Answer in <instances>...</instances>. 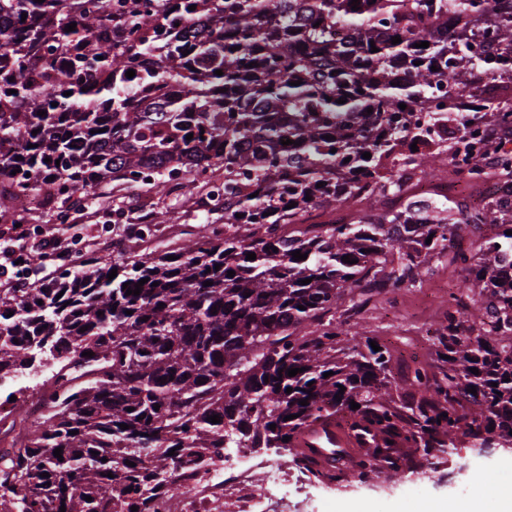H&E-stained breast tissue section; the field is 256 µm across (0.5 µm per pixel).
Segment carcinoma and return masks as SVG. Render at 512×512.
<instances>
[{"mask_svg": "<svg viewBox=\"0 0 512 512\" xmlns=\"http://www.w3.org/2000/svg\"><path fill=\"white\" fill-rule=\"evenodd\" d=\"M164 2L0 0V224L30 223L16 194H41L63 224L90 190L143 180L175 204L115 224L117 237L204 217L176 250L90 252L78 272L0 288V376L31 365L34 339L57 364L49 413L0 454V512H113L115 499L207 463L241 434L318 480L362 484L384 473L378 460L397 475L464 443L512 450V154L489 136L512 133L492 94L512 87V0H358L357 11L351 0ZM454 12L485 20L450 43ZM166 86L173 94H151ZM429 97L440 106L416 114ZM471 123L481 137L456 136ZM448 126V140L412 151ZM448 165L503 191L478 208L409 194L407 170L432 179ZM215 184L224 203L208 209ZM365 200L379 209L370 219L302 220ZM442 259L464 277L433 364L400 382L390 349L373 350V336L344 343L336 313L350 301L349 322L372 293L414 287ZM476 287L479 308L466 302ZM338 417L351 474L317 468L301 446L312 424ZM398 444L410 454L392 456Z\"/></svg>", "mask_w": 512, "mask_h": 512, "instance_id": "obj_1", "label": "carcinoma"}]
</instances>
